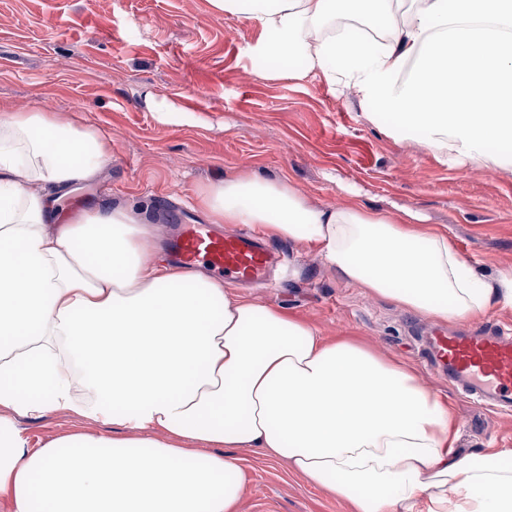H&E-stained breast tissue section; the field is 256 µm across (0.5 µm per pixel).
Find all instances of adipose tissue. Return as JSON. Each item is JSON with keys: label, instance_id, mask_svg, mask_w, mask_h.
Returning <instances> with one entry per match:
<instances>
[{"label": "adipose tissue", "instance_id": "1", "mask_svg": "<svg viewBox=\"0 0 512 512\" xmlns=\"http://www.w3.org/2000/svg\"><path fill=\"white\" fill-rule=\"evenodd\" d=\"M260 27L258 65L341 82L368 121L455 165L512 169V0H209ZM112 155L54 112L0 115V498L7 512H236L259 448L350 512H512V448L464 453L446 399L407 364L163 265L137 204L61 214ZM212 224L317 250L344 281L445 324L512 308L446 234L357 204L318 207L244 171L198 188ZM125 429L33 450L12 415Z\"/></svg>", "mask_w": 512, "mask_h": 512}]
</instances>
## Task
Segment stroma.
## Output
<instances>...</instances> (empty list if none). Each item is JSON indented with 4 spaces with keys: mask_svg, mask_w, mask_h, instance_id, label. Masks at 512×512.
<instances>
[{
    "mask_svg": "<svg viewBox=\"0 0 512 512\" xmlns=\"http://www.w3.org/2000/svg\"><path fill=\"white\" fill-rule=\"evenodd\" d=\"M259 36L209 0H0V106L57 112L109 136L112 158L100 178L61 205L75 211L135 198L148 206L160 245L172 223L159 199L177 206L183 223H203L192 207L198 186L248 167L291 180L317 205L412 211L485 273L512 267V171L450 165L397 136L394 117L366 121L367 103L346 89L294 79L292 61H270L267 77H256ZM148 91L181 103L191 119L158 121L143 104ZM278 245L290 254L280 281L249 296L301 316L320 335L358 338L412 366L447 397L462 451L512 448V415L464 399L445 374L424 366L416 336L429 318L365 295L307 246ZM14 425L34 449L65 432L112 433L61 413L18 416ZM245 475L238 512H348L261 452L248 454Z\"/></svg>",
    "mask_w": 512,
    "mask_h": 512,
    "instance_id": "stroma-1",
    "label": "stroma"
}]
</instances>
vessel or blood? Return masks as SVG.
I'll return each instance as SVG.
<instances>
[{
  "label": "vessel or blood",
  "instance_id": "1",
  "mask_svg": "<svg viewBox=\"0 0 512 512\" xmlns=\"http://www.w3.org/2000/svg\"><path fill=\"white\" fill-rule=\"evenodd\" d=\"M166 252L179 268L191 270L203 264L243 284L267 281L282 260L257 235H225L203 224L183 225L167 240ZM425 353L465 394L512 409V336L495 328L475 332L434 327L425 332Z\"/></svg>",
  "mask_w": 512,
  "mask_h": 512
}]
</instances>
